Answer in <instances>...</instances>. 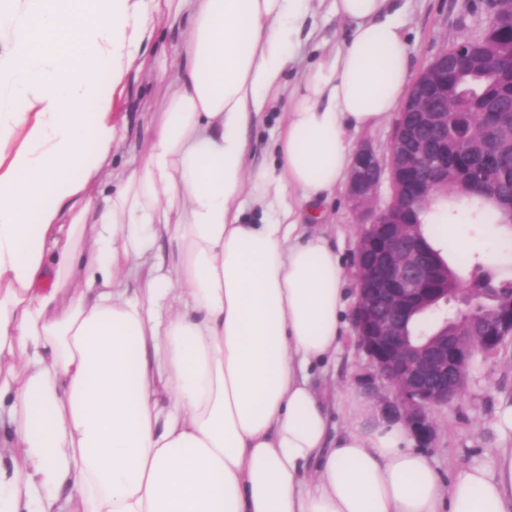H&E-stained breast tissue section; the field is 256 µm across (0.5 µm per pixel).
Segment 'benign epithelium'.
I'll return each instance as SVG.
<instances>
[{"label":"benign epithelium","instance_id":"obj_1","mask_svg":"<svg viewBox=\"0 0 512 512\" xmlns=\"http://www.w3.org/2000/svg\"><path fill=\"white\" fill-rule=\"evenodd\" d=\"M489 20L478 39H467L438 54L413 80L385 165L367 146L353 153L346 197L363 230L355 252L357 300L355 331L376 375L393 396L379 400V414L400 422L418 446L434 439L430 411L458 396L474 352L491 355L512 341V300L494 289L473 286L453 303L468 311H489L459 322L452 338L414 343L404 329L408 315L448 305V289L438 285L436 267L410 233L414 204L448 186V102L450 75L482 71L512 61V40L496 36V18L512 16V0H489ZM482 138L497 142L512 135V85L480 106ZM389 181L391 197L376 208L378 189Z\"/></svg>","mask_w":512,"mask_h":512}]
</instances>
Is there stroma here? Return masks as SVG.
I'll use <instances>...</instances> for the list:
<instances>
[{
  "label": "stroma",
  "mask_w": 512,
  "mask_h": 512,
  "mask_svg": "<svg viewBox=\"0 0 512 512\" xmlns=\"http://www.w3.org/2000/svg\"><path fill=\"white\" fill-rule=\"evenodd\" d=\"M488 21L484 0H406L404 30L408 38L412 74H419L438 53L483 32ZM159 40L167 45L166 56L147 51L143 70L130 71L121 93L116 94L112 110L127 125L125 139L113 152V164L125 168L139 157L149 125L159 120L169 93L167 72L176 60L178 22L162 17ZM348 26L330 9L329 0H319L310 21V38L294 50L285 71V87L299 85L304 72L319 57L343 44ZM288 107L287 97L273 102L261 121L248 132L250 163L267 167L273 161L280 132V118ZM324 219L316 231L331 239L350 274L345 283L348 301L356 299L354 253L361 226L357 224L344 190H337L322 205ZM340 346L327 362L320 392L337 430H344L346 395H363L364 383L372 372L371 364L358 344L351 312L343 314ZM512 403V343L489 358L477 359L462 393L448 405L434 408L431 419L435 437L425 453L441 479H450L458 469L479 465L493 468L495 450L501 444L496 428L502 406Z\"/></svg>",
  "instance_id": "1"
}]
</instances>
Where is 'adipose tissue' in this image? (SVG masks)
Here are the masks:
<instances>
[{
	"label": "adipose tissue",
	"mask_w": 512,
	"mask_h": 512,
	"mask_svg": "<svg viewBox=\"0 0 512 512\" xmlns=\"http://www.w3.org/2000/svg\"><path fill=\"white\" fill-rule=\"evenodd\" d=\"M311 2L0 0V512H512V447L445 484L362 399L335 433L313 383L345 269L308 225L410 57L402 0H332L349 36L253 168ZM164 12L172 91L108 170L112 98Z\"/></svg>",
	"instance_id": "ef3b65f1"
}]
</instances>
